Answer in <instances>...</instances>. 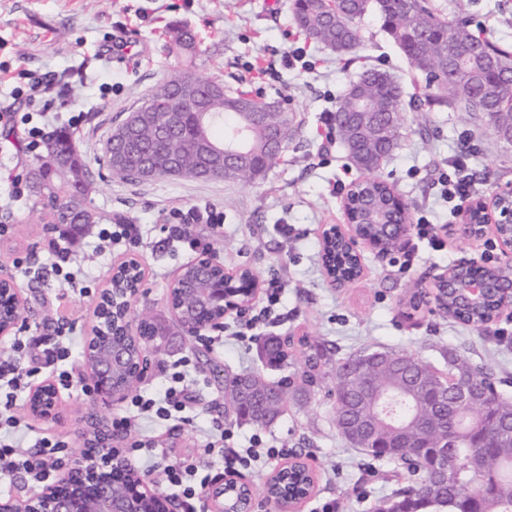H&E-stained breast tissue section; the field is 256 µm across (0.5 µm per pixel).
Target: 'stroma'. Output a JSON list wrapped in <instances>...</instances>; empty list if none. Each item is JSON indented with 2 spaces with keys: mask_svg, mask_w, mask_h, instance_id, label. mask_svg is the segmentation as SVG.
Returning a JSON list of instances; mask_svg holds the SVG:
<instances>
[{
  "mask_svg": "<svg viewBox=\"0 0 512 512\" xmlns=\"http://www.w3.org/2000/svg\"><path fill=\"white\" fill-rule=\"evenodd\" d=\"M292 0H0V103H12L17 67L36 73L47 71L66 84L69 104L60 112L29 114L31 125L49 130L71 129L95 190L90 206L97 213L120 215L139 224L142 243L137 250L146 279L135 303L147 308L165 325L158 346L147 354L142 387L161 394L169 385V365L190 358L188 380L194 383L198 402L187 421L165 422L158 452L176 455L196 465L210 478L223 476L221 463L205 453V415L221 404L223 394L213 369L226 372L254 370L259 366L257 341L266 336L322 342L345 357L369 346L406 351L441 365V347L457 349L499 378V391L512 397V310L504 311L495 326L480 332L429 308L412 310L405 303L408 290L422 288L452 264L463 259L493 262L501 256L493 236L478 241L446 240L432 250L426 241L410 236L407 247L416 260L400 271L402 253L380 256L365 252L361 279L342 288L324 275L320 230L344 221L337 182L352 184L362 172L348 159L344 148L327 140L323 122L336 96L363 67L391 72L407 93H414L418 76L409 61L383 30L376 15L359 24L361 42L355 63L322 45L298 35L292 19ZM470 12L486 26L494 40L512 44V0H471ZM181 23L194 30L200 45L199 72L213 76L225 87H247L253 94L280 101L294 118L296 133L283 161L264 178L244 185L229 180L193 178L118 179L104 164L106 142L113 128L147 98L155 85L183 68L170 54L165 32ZM129 35L131 48L122 58L107 54L113 37ZM301 47L309 70L288 67L286 56ZM84 120L70 128L75 111ZM430 135L421 139L418 119L406 112L399 147L385 158L378 176L388 181L410 206L411 218L427 216L436 227L456 223L448 202L432 179L434 168L462 149L464 131L475 134L480 156L473 164L480 171L479 194L490 193L500 182L512 181V145L500 140L485 122L468 112L434 107L428 114ZM38 159L18 147V133L0 123V224L12 227L10 238L0 240V276L14 278L23 290L25 320L17 336L50 334L56 319L66 318L71 333L75 372H83L81 358L85 336L102 289L118 256L97 238L98 224L76 236L69 271H82L93 281L94 294L83 296L51 271L57 233L49 225L32 224L28 215L33 192L16 196L11 175L29 178ZM175 210H213L223 216V230L212 232L205 224L193 233L213 236L215 259L226 272L251 268L259 280L282 272L287 281L276 323L256 330L246 342L232 340L239 317L224 318L217 328L223 348H209L198 337L185 335L168 309L166 297L175 273L191 263L182 243L166 229ZM292 229L282 236L281 225ZM23 266H16V259ZM59 421L33 420L17 399L15 415L27 428V442L45 433L68 441L82 454L90 429L87 419L99 413L103 420L126 414L127 404L95 409L94 399L80 386L62 391ZM235 431L233 444L246 448L253 437L264 446L288 448L306 456L318 473V487L302 512H321L335 502L338 512H372L374 504L390 495L396 479L406 471L373 459L352 448L337 433L334 404L324 388L302 401H288L282 417L272 426L240 424L227 419Z\"/></svg>",
  "mask_w": 512,
  "mask_h": 512,
  "instance_id": "35a3bbf8",
  "label": "stroma"
}]
</instances>
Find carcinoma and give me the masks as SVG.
Wrapping results in <instances>:
<instances>
[{"label":"carcinoma","instance_id":"cac0c4a2","mask_svg":"<svg viewBox=\"0 0 512 512\" xmlns=\"http://www.w3.org/2000/svg\"><path fill=\"white\" fill-rule=\"evenodd\" d=\"M466 0L449 15L445 6L432 0H294L293 20L304 37L341 55L354 52L361 37L357 26L373 12L382 27L412 67L424 75L425 83L409 100L414 112H429L435 106L473 112L493 126L500 138L512 139V47L499 44L483 25L467 12ZM169 50L183 63L178 75L189 94L207 98L215 120H200L189 114L176 134L158 145L161 115L143 125L125 143H107L105 164L116 177L124 173L112 166V153L148 151L163 170L173 151L182 167L198 170L204 159L198 145L203 137L216 144L233 139L246 125L248 113L264 115L262 127L245 135L248 161L241 174L230 179L249 183L279 163L266 142L271 130L287 144L295 134L292 119L280 106L247 91L231 92L224 84L195 72L197 38L189 28L173 24L167 31ZM403 92L387 71L370 68L350 80L336 97L333 119L336 138L350 159L372 175L377 192L390 191L389 183L373 175L380 161L398 147L399 138L391 128L401 126ZM38 203L50 207L60 224L78 234L88 219L84 205L93 191L86 164L77 152L72 136L59 131L48 139L39 165L31 172ZM329 263L341 268L348 251L339 240L325 245ZM141 335L147 339L164 334V327L148 309L138 315ZM264 366L281 369L297 364L296 379L270 380L259 371L224 375V412L242 424L269 426L282 415L288 398L302 399L324 378L322 367L328 349L304 344L296 355L290 340L266 336L257 347ZM447 372L412 353L391 348H365L347 358L336 359L329 396L334 398L336 429L347 440L360 438V449L369 450L368 438L382 441L383 460L397 463L411 455L417 462L415 478L392 490L378 501L375 512H512V400L498 392L494 375L472 364L451 347L441 349ZM455 384H471L479 393L487 433L484 444L474 441L469 419L458 413L444 392ZM389 398L387 411L378 409L376 399ZM459 444L460 462L478 461L487 490L471 501L469 474L458 482L434 478L429 447L442 437Z\"/></svg>","mask_w":512,"mask_h":512}]
</instances>
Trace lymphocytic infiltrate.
Wrapping results in <instances>:
<instances>
[{"label":"lymphocytic infiltrate","instance_id":"lymphocytic-infiltrate-1","mask_svg":"<svg viewBox=\"0 0 512 512\" xmlns=\"http://www.w3.org/2000/svg\"><path fill=\"white\" fill-rule=\"evenodd\" d=\"M18 76L24 80L25 86L15 92L16 100L38 107L44 114L64 106L66 92L57 76L38 75L25 70L19 71ZM476 155V147H468L460 155L449 158L446 166L438 170L443 195L454 208H461L476 192L475 181L468 172L470 162ZM71 356L72 349L65 342L48 336H31L14 341L10 359L0 361V389L5 392L4 398L0 399V475L21 473L31 486L38 487L51 473L72 464L68 442L56 437H39L32 449L20 450L16 439L20 421L14 413L16 399L28 387L31 379L42 369L56 367L57 363ZM196 398V390L186 383L184 372H172L171 384L164 394L156 396L138 391L130 394L131 413L113 418L112 434L117 438L124 437L141 420L162 424L190 409ZM211 437L206 452L218 457L228 471L249 468L261 457L273 458L280 454L279 449L273 447L231 448L234 432L217 418L211 422ZM155 444L156 440L152 437L135 444L134 461L144 472H163L168 486L176 491L182 512H200L204 506L200 495L204 479L199 477L195 467L186 462L174 461L157 453Z\"/></svg>","mask_w":512,"mask_h":512}]
</instances>
